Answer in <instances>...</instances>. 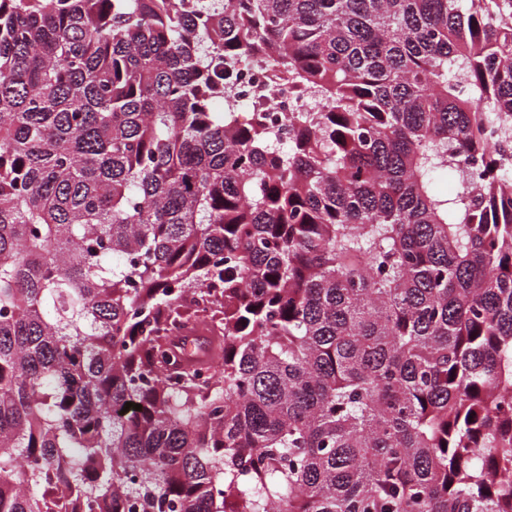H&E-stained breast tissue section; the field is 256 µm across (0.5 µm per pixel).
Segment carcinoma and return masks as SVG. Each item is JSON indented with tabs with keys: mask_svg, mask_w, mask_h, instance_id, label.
Returning a JSON list of instances; mask_svg holds the SVG:
<instances>
[{
	"mask_svg": "<svg viewBox=\"0 0 512 512\" xmlns=\"http://www.w3.org/2000/svg\"><path fill=\"white\" fill-rule=\"evenodd\" d=\"M0 512H512V0H0ZM238 68L240 79L236 84L237 105L247 104L254 112L261 109L269 115L271 122L277 118L281 120L284 112H297L307 107L308 103L304 99H298V96L289 91L286 86L279 87L278 91L271 95L272 101L267 96H257L256 91L259 88L271 83L272 78L269 72L255 63L245 64Z\"/></svg>",
	"mask_w": 512,
	"mask_h": 512,
	"instance_id": "cac0c4a2",
	"label": "carcinoma"
}]
</instances>
